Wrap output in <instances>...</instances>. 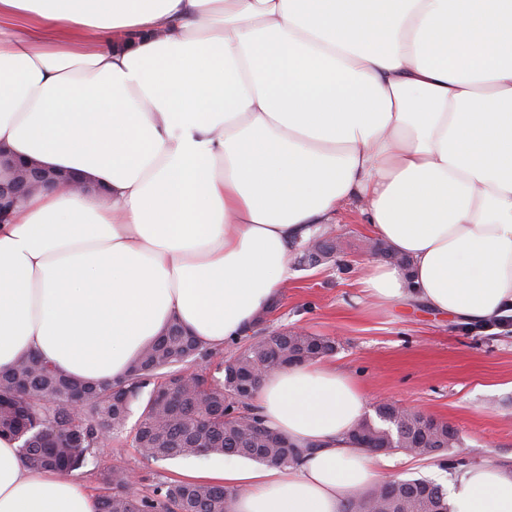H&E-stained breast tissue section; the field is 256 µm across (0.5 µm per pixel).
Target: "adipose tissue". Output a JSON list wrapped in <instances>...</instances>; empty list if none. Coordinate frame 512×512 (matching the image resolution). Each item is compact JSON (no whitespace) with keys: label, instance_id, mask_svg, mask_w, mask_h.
<instances>
[{"label":"adipose tissue","instance_id":"1","mask_svg":"<svg viewBox=\"0 0 512 512\" xmlns=\"http://www.w3.org/2000/svg\"><path fill=\"white\" fill-rule=\"evenodd\" d=\"M1 147L111 193L41 191L0 224V373L35 353L113 380L174 317L223 350L344 204L410 261L362 269L374 304L512 316V0H0ZM255 405L304 454L185 472L240 488L230 512H344L380 484L345 370L271 372ZM448 501L512 512V471L461 468ZM0 512L97 500L2 435Z\"/></svg>","mask_w":512,"mask_h":512}]
</instances>
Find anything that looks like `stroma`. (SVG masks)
I'll return each mask as SVG.
<instances>
[{"label":"stroma","instance_id":"stroma-1","mask_svg":"<svg viewBox=\"0 0 512 512\" xmlns=\"http://www.w3.org/2000/svg\"><path fill=\"white\" fill-rule=\"evenodd\" d=\"M340 248L331 263L293 266L279 299L254 326L260 334L302 328L336 342L329 360L359 381L369 408L393 403L453 425L468 459L512 470V325L469 327L425 306L380 308L360 297L359 271L371 259L372 240L359 213L343 208L331 226ZM139 415L103 454L100 466L74 471L93 495L104 491L101 473L135 472L136 490L180 479L184 467L218 465V456L163 461L141 458L132 445ZM384 479L433 480L436 455L386 453Z\"/></svg>","mask_w":512,"mask_h":512}]
</instances>
